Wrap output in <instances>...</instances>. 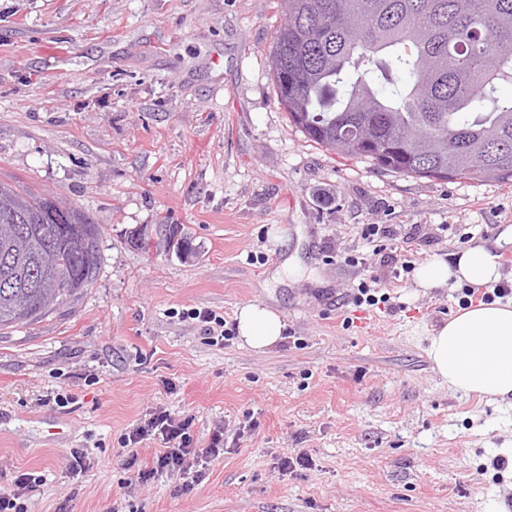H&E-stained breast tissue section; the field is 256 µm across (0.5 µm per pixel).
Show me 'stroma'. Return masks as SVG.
<instances>
[{"label": "stroma", "instance_id": "1", "mask_svg": "<svg viewBox=\"0 0 512 512\" xmlns=\"http://www.w3.org/2000/svg\"><path fill=\"white\" fill-rule=\"evenodd\" d=\"M283 21L278 0H0V180L102 228L92 285L0 328V489L44 474L30 512H512V472L488 467L512 448V400L450 391L427 355L456 289L393 275L391 240L359 237L415 236L417 266L493 245L512 182L402 176L306 139L270 70ZM161 223L191 255L131 244ZM373 277L401 310L354 304ZM250 303L285 324L264 352L208 342L185 316L232 324ZM156 407L194 415L202 443L224 423L191 495L170 475L125 484L120 441ZM76 448L92 466L74 478ZM299 452L314 470L280 475Z\"/></svg>", "mask_w": 512, "mask_h": 512}]
</instances>
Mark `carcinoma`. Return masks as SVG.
<instances>
[{
    "instance_id": "obj_1",
    "label": "carcinoma",
    "mask_w": 512,
    "mask_h": 512,
    "mask_svg": "<svg viewBox=\"0 0 512 512\" xmlns=\"http://www.w3.org/2000/svg\"><path fill=\"white\" fill-rule=\"evenodd\" d=\"M278 100L310 141L344 158L439 180L512 181V0H281ZM0 197V327L42 321L101 264L82 209L14 184ZM59 263L42 272L41 236Z\"/></svg>"
}]
</instances>
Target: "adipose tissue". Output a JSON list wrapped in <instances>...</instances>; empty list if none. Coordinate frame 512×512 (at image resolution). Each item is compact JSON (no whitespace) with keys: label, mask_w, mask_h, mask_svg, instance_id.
Returning <instances> with one entry per match:
<instances>
[{"label":"adipose tissue","mask_w":512,"mask_h":512,"mask_svg":"<svg viewBox=\"0 0 512 512\" xmlns=\"http://www.w3.org/2000/svg\"><path fill=\"white\" fill-rule=\"evenodd\" d=\"M512 245V226L497 237L494 247L475 245L453 256L420 266L415 282L438 288L449 282L484 286L502 277L495 247ZM240 338L263 352L282 337L285 325L279 314L261 304L242 307L237 316ZM432 367L450 390L464 395L512 396V304H477L460 310L430 338Z\"/></svg>","instance_id":"1"}]
</instances>
